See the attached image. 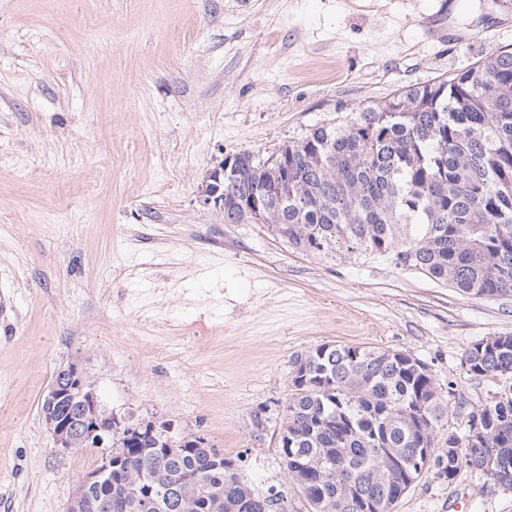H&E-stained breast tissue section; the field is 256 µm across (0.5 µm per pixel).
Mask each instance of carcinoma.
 Returning a JSON list of instances; mask_svg holds the SVG:
<instances>
[{"instance_id":"cac0c4a2","label":"carcinoma","mask_w":512,"mask_h":512,"mask_svg":"<svg viewBox=\"0 0 512 512\" xmlns=\"http://www.w3.org/2000/svg\"><path fill=\"white\" fill-rule=\"evenodd\" d=\"M224 183L226 224L247 223L240 201L254 200L309 256L374 255L472 297L512 295V49L313 125L273 162L240 151ZM464 364L503 384L459 434L406 352L324 343L298 358L278 435L307 512H393L424 474L451 481L491 458L512 478V335L471 346ZM88 411L78 398L54 406L77 451ZM164 426L105 440L106 473L78 512H273L233 459L200 437L173 445Z\"/></svg>"}]
</instances>
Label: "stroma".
<instances>
[{
    "label": "stroma",
    "instance_id": "stroma-1",
    "mask_svg": "<svg viewBox=\"0 0 512 512\" xmlns=\"http://www.w3.org/2000/svg\"><path fill=\"white\" fill-rule=\"evenodd\" d=\"M508 45L503 0H0V512H64L102 455L57 453L44 423L73 362L114 415L204 438L294 512L278 428L317 345L421 360L465 431L501 385L465 352L512 335V296L296 252L268 225L225 223L199 187L229 154L268 157ZM459 502L512 512V490L431 472L394 512Z\"/></svg>",
    "mask_w": 512,
    "mask_h": 512
}]
</instances>
